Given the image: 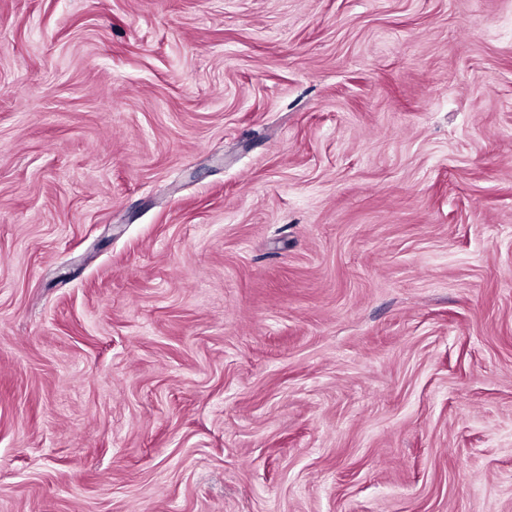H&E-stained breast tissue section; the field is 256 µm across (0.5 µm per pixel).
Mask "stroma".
<instances>
[{
	"mask_svg": "<svg viewBox=\"0 0 512 512\" xmlns=\"http://www.w3.org/2000/svg\"><path fill=\"white\" fill-rule=\"evenodd\" d=\"M0 512H512V0H0Z\"/></svg>",
	"mask_w": 512,
	"mask_h": 512,
	"instance_id": "35a3bbf8",
	"label": "stroma"
}]
</instances>
